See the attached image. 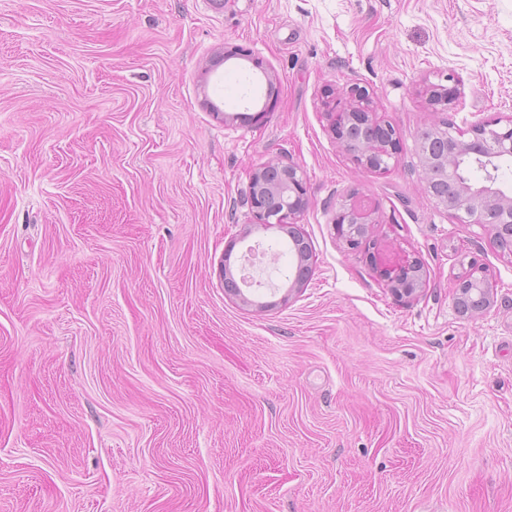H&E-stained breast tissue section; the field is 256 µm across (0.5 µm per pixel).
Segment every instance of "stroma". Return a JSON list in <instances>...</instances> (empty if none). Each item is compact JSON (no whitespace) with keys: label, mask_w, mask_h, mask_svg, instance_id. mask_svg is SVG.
I'll return each mask as SVG.
<instances>
[{"label":"stroma","mask_w":512,"mask_h":512,"mask_svg":"<svg viewBox=\"0 0 512 512\" xmlns=\"http://www.w3.org/2000/svg\"><path fill=\"white\" fill-rule=\"evenodd\" d=\"M448 77L461 131L512 117V0H0V512H512V252L416 149ZM355 83L388 173L328 129ZM269 161L307 179L295 292L247 203ZM353 191L415 297L337 237ZM255 243L279 260L235 296ZM428 104L434 112H440L448 108L458 97V90L455 86L445 87L439 84L428 85L426 88ZM370 262L376 275L399 297H411L426 287V272L409 254L380 247L370 253ZM468 280L477 281L484 286V288L476 290L477 293L473 299V302L477 305L476 312H482L487 309L491 303V296L493 292L492 282L490 281L485 268L478 265L474 260L470 261L468 268L459 276L455 288L459 291H461L462 288H470L472 284ZM464 281L467 282H465L461 288Z\"/></svg>","instance_id":"1"}]
</instances>
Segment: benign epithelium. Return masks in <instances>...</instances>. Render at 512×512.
<instances>
[{
  "instance_id": "obj_1",
  "label": "benign epithelium",
  "mask_w": 512,
  "mask_h": 512,
  "mask_svg": "<svg viewBox=\"0 0 512 512\" xmlns=\"http://www.w3.org/2000/svg\"><path fill=\"white\" fill-rule=\"evenodd\" d=\"M428 104L432 110L439 112L452 104L458 97L456 87L433 84L426 88ZM328 128L339 145H344L345 129L360 123L366 127H377L381 122L376 118L373 98L364 87L351 85L342 91V99L328 110ZM399 138L390 130L379 132L366 142L364 147L351 154V160L358 166L371 171H386L398 161ZM492 151L497 156L512 157V119L504 128L494 127V123H478L471 129V138L463 135L454 136L452 160L462 156H479ZM253 191L250 192L248 204L254 223L264 227L288 225L295 227L298 218L308 204L307 180L304 171L294 163H264L254 169L251 179ZM284 189L288 191V206L281 212L271 211L266 202L267 192ZM491 201L508 214H512V196L501 194L494 187L493 174L486 175V182L481 186L465 184L463 198L455 203L448 202L444 208L460 224H482V203ZM378 223L377 209L359 199L357 193L349 194L340 203L333 221L336 233L349 249L357 251L366 241L372 239L371 231ZM370 262L376 275L386 286L400 297H411L426 287L427 275L419 261L406 253H391L380 247L370 253ZM468 280L483 284L477 290L473 302L477 311L487 309L491 303L493 285L484 267L472 260L456 283L461 289Z\"/></svg>"
}]
</instances>
